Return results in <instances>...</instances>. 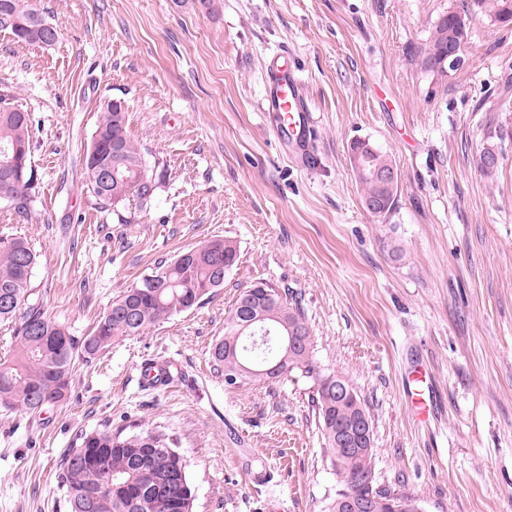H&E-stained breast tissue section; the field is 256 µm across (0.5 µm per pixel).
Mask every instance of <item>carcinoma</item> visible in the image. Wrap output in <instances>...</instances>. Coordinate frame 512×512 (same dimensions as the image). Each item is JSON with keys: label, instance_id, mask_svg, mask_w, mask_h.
I'll return each mask as SVG.
<instances>
[{"label": "carcinoma", "instance_id": "1", "mask_svg": "<svg viewBox=\"0 0 512 512\" xmlns=\"http://www.w3.org/2000/svg\"><path fill=\"white\" fill-rule=\"evenodd\" d=\"M8 10L0 17V29H8L18 39L39 44V33L21 31L10 19L33 20L40 27L49 21L29 0H7ZM463 12L478 13L493 23L512 21V0H465ZM468 42V34L453 28L451 13H445L433 26L426 43L411 54L412 63L431 74L430 60L448 45L451 36ZM126 112L121 101L106 105L102 119L85 156V175L94 195L103 202L112 201V190L119 187L127 196L149 201L158 184L155 168L144 152L129 137ZM120 144L119 166L112 167V181L98 183L96 167L113 163L112 141ZM32 130L29 113L0 93V201L5 202L22 220L34 212L31 179ZM362 153L364 170H353L362 184L364 202L379 201L373 213H390L397 202L399 186L382 188L371 171L391 164L372 144L356 140L351 152ZM237 259V248L229 239H212L183 252L165 268L143 277L114 298L93 332L75 336L69 328L50 318L37 304L29 303L30 280L37 264V253L30 242L16 237L0 242V321L14 324L19 346L12 359L0 362V405L39 413L47 406L66 400L75 360L91 358L116 340L135 336L175 314L200 305L204 297L224 287V277ZM257 319L272 327L287 322L295 343L288 350L277 347L271 360L280 363L278 374L260 376L248 372L251 353L231 346L227 340L241 324ZM216 369L244 386L265 380H286L300 374L313 381L311 403L317 414L321 440L328 449L334 469L336 492H345L354 500L373 495L381 500L375 512H392L384 505L390 501L402 506L399 512H415L420 501L377 485L375 472L365 469L359 455L336 443V431L347 428L357 409H366L362 400H354L353 385L346 378L317 365L310 329L300 304L288 299L265 282H258L240 293L224 318V336L211 351ZM89 448H98L106 456L116 488L98 487L92 470L82 463ZM60 483L65 488L70 512H193L194 490L187 475V462L175 449L169 435L159 431L127 433L106 428L83 434L80 443L62 460Z\"/></svg>", "mask_w": 512, "mask_h": 512}]
</instances>
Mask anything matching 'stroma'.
Listing matches in <instances>:
<instances>
[{"label":"stroma","mask_w":512,"mask_h":512,"mask_svg":"<svg viewBox=\"0 0 512 512\" xmlns=\"http://www.w3.org/2000/svg\"><path fill=\"white\" fill-rule=\"evenodd\" d=\"M50 47L0 29V91L33 122L36 215L0 202V239L30 241L31 302L76 336L112 299L214 238L236 263L200 306L76 360L66 401L0 405V512H69L60 458L106 427L160 429L188 464L194 512H325L336 490L311 383L225 386L224 317L262 281L305 311L318 365L373 420L379 485L424 512H512V24L470 23L467 67L437 81L410 61L461 0H33ZM296 74L312 152L265 112L269 76ZM160 178L149 204L102 203L84 175L103 108ZM499 137L495 175L477 164ZM399 174L385 216L363 205L350 145ZM168 363L169 381L140 379ZM426 365L437 408L413 420L404 384ZM264 475V483L251 474Z\"/></svg>","instance_id":"35a3bbf8"}]
</instances>
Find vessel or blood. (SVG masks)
<instances>
[{
	"label": "vessel or blood",
	"instance_id": "vessel-or-blood-1",
	"mask_svg": "<svg viewBox=\"0 0 512 512\" xmlns=\"http://www.w3.org/2000/svg\"><path fill=\"white\" fill-rule=\"evenodd\" d=\"M266 108L271 112L285 113L286 118L280 125L283 135L299 141L310 138L307 108L300 97L298 80L292 71L280 69L271 73ZM414 379L419 383L418 388L412 391L415 418L418 422L424 423L427 422L432 408V390L424 386L423 372H416Z\"/></svg>",
	"mask_w": 512,
	"mask_h": 512
}]
</instances>
